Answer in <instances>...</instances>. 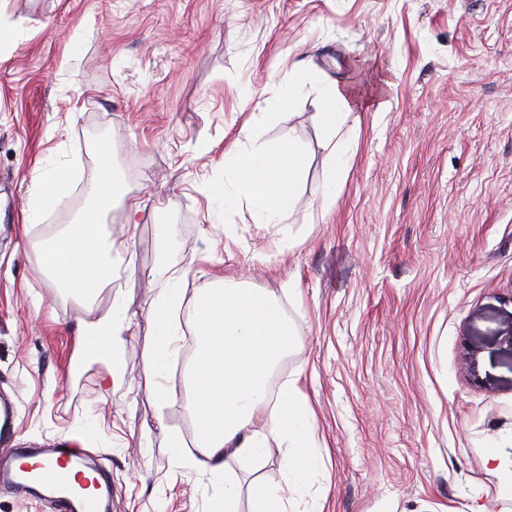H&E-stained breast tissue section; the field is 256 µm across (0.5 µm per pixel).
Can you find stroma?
Masks as SVG:
<instances>
[{
  "mask_svg": "<svg viewBox=\"0 0 512 512\" xmlns=\"http://www.w3.org/2000/svg\"><path fill=\"white\" fill-rule=\"evenodd\" d=\"M0 448H84L112 512H206L223 478L180 467L179 400L190 356L154 391L151 303L223 280L274 296L294 327L277 365L311 410L317 466L288 483L285 449L232 463L248 488L284 489L289 512H512L486 452L512 431V0H0ZM356 82L366 106L335 202L324 205L316 99ZM304 105L275 104L281 86ZM109 142L128 197L103 229L130 240L136 271L82 306L31 245L86 208ZM302 148L299 200L260 224L224 202V157L246 145ZM66 171L69 198L29 220L37 175ZM121 298L123 373L80 360L78 320ZM477 350L479 382L462 368Z\"/></svg>",
  "mask_w": 512,
  "mask_h": 512,
  "instance_id": "1",
  "label": "stroma"
}]
</instances>
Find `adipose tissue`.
<instances>
[{
    "mask_svg": "<svg viewBox=\"0 0 512 512\" xmlns=\"http://www.w3.org/2000/svg\"><path fill=\"white\" fill-rule=\"evenodd\" d=\"M357 97L353 85L335 82L317 100V119L326 136L329 179L323 201L328 205L341 190V175L349 162L348 121ZM98 170L87 190L85 212L49 240L34 245L53 281L83 298L111 284L118 253L130 249L129 243L106 239L99 222L116 195L109 146L98 151ZM301 170V153L291 143L235 153L226 162L225 176L235 197L250 203L262 223L278 224L283 210L296 203ZM184 295L183 288H170L153 309V359L160 375L178 355L173 314ZM193 324L198 347L190 392L181 401L195 422L199 452L182 454L180 436L171 435L170 446L177 451L179 464L220 476L230 462L260 456L277 443L288 448L289 482H303L316 463L308 428L311 411L295 385H288L274 403L266 393L274 367L296 336L277 299L228 283L197 294ZM128 329L124 304L116 298L94 321H79L76 332L93 337L91 356L108 360L111 375L117 376L123 371Z\"/></svg>",
    "mask_w": 512,
    "mask_h": 512,
    "instance_id": "1",
    "label": "adipose tissue"
}]
</instances>
